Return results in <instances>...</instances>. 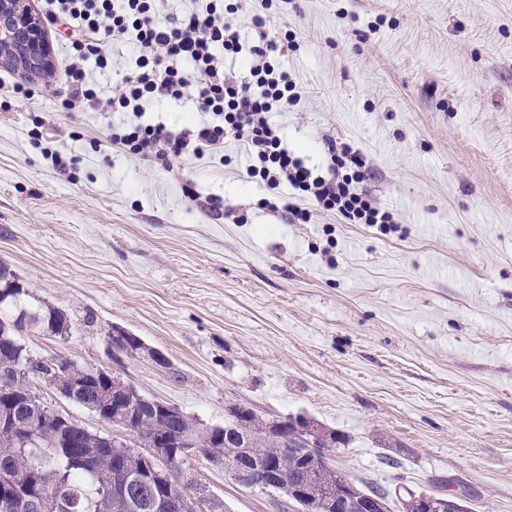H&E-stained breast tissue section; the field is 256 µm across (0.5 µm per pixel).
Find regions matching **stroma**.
I'll return each instance as SVG.
<instances>
[{
  "mask_svg": "<svg viewBox=\"0 0 512 512\" xmlns=\"http://www.w3.org/2000/svg\"><path fill=\"white\" fill-rule=\"evenodd\" d=\"M245 8L296 36L282 64L303 100L272 116L289 148L314 169L324 139L359 149L397 232L262 209L231 138L170 169L121 154L111 113L62 112L66 30L50 25L53 66L31 83L43 145L28 106L0 108V261L74 329L25 343L212 426L231 404L307 417L344 437L330 458L357 486L464 487L471 512H512V0ZM113 326L171 369L116 354ZM191 463L223 512H297Z\"/></svg>",
  "mask_w": 512,
  "mask_h": 512,
  "instance_id": "obj_1",
  "label": "stroma"
}]
</instances>
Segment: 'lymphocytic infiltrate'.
Returning a JSON list of instances; mask_svg holds the SVG:
<instances>
[{
    "instance_id": "f902f5d3",
    "label": "lymphocytic infiltrate",
    "mask_w": 512,
    "mask_h": 512,
    "mask_svg": "<svg viewBox=\"0 0 512 512\" xmlns=\"http://www.w3.org/2000/svg\"><path fill=\"white\" fill-rule=\"evenodd\" d=\"M50 5L47 21L72 29L63 109L84 112L104 105L123 114V121L111 126L110 139L125 154L168 168L187 154L220 150L232 138L245 149L250 179L270 190L289 186L314 203L307 210L262 200L269 212L286 213L293 224L309 223L318 211L351 224L378 226L384 234L396 231L397 216L359 188L366 174L358 150L325 139L327 173L316 175L288 149L282 129L271 122V113L296 108L302 95L279 62L294 36H270V17L237 23L235 0H206L201 8L167 22L157 18V0H51ZM127 41L137 59L121 72L111 97L101 100L86 64L111 69L113 44ZM237 56L248 71L242 82L224 71L225 59ZM161 98L192 100L208 119L179 130L143 123L146 106Z\"/></svg>"
}]
</instances>
